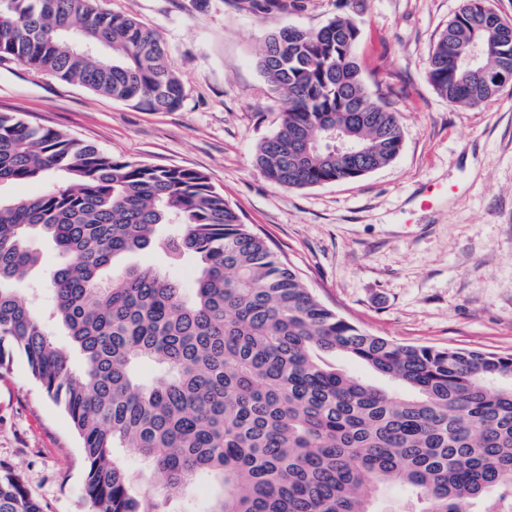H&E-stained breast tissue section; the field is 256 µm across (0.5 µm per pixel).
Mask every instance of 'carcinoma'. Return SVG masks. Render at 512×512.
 <instances>
[{
  "label": "carcinoma",
  "mask_w": 512,
  "mask_h": 512,
  "mask_svg": "<svg viewBox=\"0 0 512 512\" xmlns=\"http://www.w3.org/2000/svg\"><path fill=\"white\" fill-rule=\"evenodd\" d=\"M256 16L306 0H232ZM360 0L323 27L270 35L257 66L284 111L257 147L273 185L355 180L402 149L396 112L368 89L357 55ZM487 0H464L434 45L427 78L448 102L497 97L486 74L512 70ZM479 43L482 66L463 58ZM155 111L183 101L161 38L100 0H0V59ZM359 133L349 158L331 133ZM44 181L35 196L0 195V372L22 357L81 441L94 512H178L199 481L206 512H375L387 487L421 512H512V355L406 345L370 334L321 304L208 177L117 158L0 113V187ZM53 244L52 322L15 284ZM147 250L194 264L185 282L159 265L120 266ZM83 365L74 367V357ZM356 361L404 396L349 373ZM152 363L150 378L139 366ZM132 448L153 481L139 485ZM0 512H42L0 465Z\"/></svg>",
  "instance_id": "obj_1"
}]
</instances>
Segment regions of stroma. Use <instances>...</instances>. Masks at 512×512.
Masks as SVG:
<instances>
[{
  "instance_id": "obj_1",
  "label": "stroma",
  "mask_w": 512,
  "mask_h": 512,
  "mask_svg": "<svg viewBox=\"0 0 512 512\" xmlns=\"http://www.w3.org/2000/svg\"><path fill=\"white\" fill-rule=\"evenodd\" d=\"M155 31L182 80L179 109L153 111L0 60V112L114 156L190 168L265 237L327 307L404 344L512 354V95L462 107L427 79L460 0H366L363 77L398 114L403 147L352 181L272 185L253 156L282 104L256 67L275 31L317 29L340 0L255 16L230 0H103ZM0 463L43 512H92L81 442L22 359L0 375Z\"/></svg>"
}]
</instances>
